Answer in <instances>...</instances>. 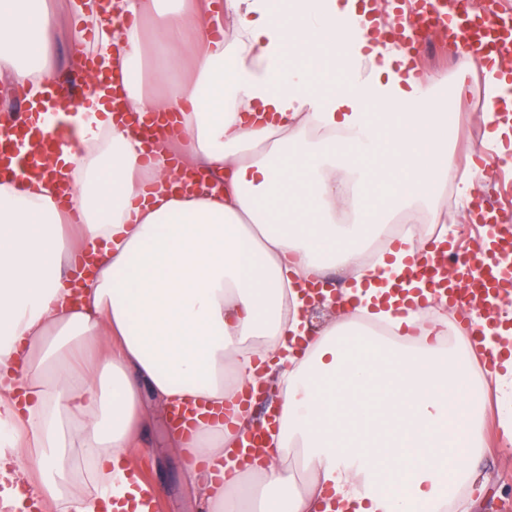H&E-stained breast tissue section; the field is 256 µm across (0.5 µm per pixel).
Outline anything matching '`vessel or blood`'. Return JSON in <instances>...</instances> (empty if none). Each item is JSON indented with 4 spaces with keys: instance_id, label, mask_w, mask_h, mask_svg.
I'll return each instance as SVG.
<instances>
[{
    "instance_id": "b4317fda",
    "label": "vessel or blood",
    "mask_w": 512,
    "mask_h": 512,
    "mask_svg": "<svg viewBox=\"0 0 512 512\" xmlns=\"http://www.w3.org/2000/svg\"><path fill=\"white\" fill-rule=\"evenodd\" d=\"M382 22L395 43L418 54L431 47L434 32L441 31L473 62L512 59V10L501 0H483L473 16L460 12L455 0H402L398 11L383 16ZM17 101L19 111L0 114V178L46 174V157L74 148L80 134L71 112L59 107L55 96L33 99L21 88ZM475 221L476 252L470 261L457 264L454 275L423 255L414 263L415 269L429 270L432 293L469 310L466 333L472 337L506 323L498 308L512 299V270L503 264L504 257L512 255V225L498 223L487 209L477 211Z\"/></svg>"
}]
</instances>
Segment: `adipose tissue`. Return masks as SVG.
<instances>
[{"instance_id":"1","label":"adipose tissue","mask_w":512,"mask_h":512,"mask_svg":"<svg viewBox=\"0 0 512 512\" xmlns=\"http://www.w3.org/2000/svg\"><path fill=\"white\" fill-rule=\"evenodd\" d=\"M74 40L117 62L125 111L89 78L90 119L40 179L0 182V495L44 512H143L127 478L142 393L198 410L171 427L207 512H447L475 483L484 439L471 360L448 348L447 305L407 311L418 246L371 243L399 214L439 210L453 172L448 113L359 0H69ZM48 0H0V81L38 96L59 79ZM484 75L486 138L512 142L499 64ZM177 120L154 143L139 124ZM338 266L342 318L306 296ZM392 329L367 337L359 320ZM279 389L253 464L245 392ZM230 424L216 422L223 410ZM455 500V499H454ZM276 424L275 419H271L267 426L262 429L251 430L246 435L247 444L239 448V455L243 464L251 463L254 458V453L257 448H263L265 440L269 434L267 428L273 427Z\"/></svg>"}]
</instances>
